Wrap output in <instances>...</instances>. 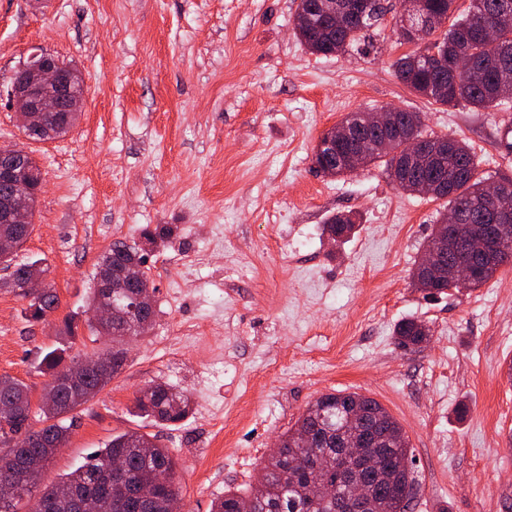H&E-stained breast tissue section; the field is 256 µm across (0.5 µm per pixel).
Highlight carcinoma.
Masks as SVG:
<instances>
[{"label":"carcinoma","instance_id":"obj_1","mask_svg":"<svg viewBox=\"0 0 512 512\" xmlns=\"http://www.w3.org/2000/svg\"><path fill=\"white\" fill-rule=\"evenodd\" d=\"M315 0H300L297 5L303 20L297 37L313 54L342 52L370 38V31L381 27L386 8L382 0H369L368 12L359 23L338 27L328 18L314 15ZM456 0H417L407 18L400 19L398 34L405 38L412 29L432 30L444 18L451 19L449 27L441 32L438 50L454 55L467 52L478 63L470 77H456L445 68L415 60L416 53L405 54L395 63L397 78L416 95L443 106L465 102L477 110L499 108L508 103L502 96V86L512 85V68L503 73L493 63L502 55H512V24L503 28L496 41H484L476 35V25L482 17H504L512 20V0H470L462 12H456ZM395 120L405 134L424 135L421 113L397 110ZM402 142L394 143L392 150L383 148L371 153L365 166L382 164L393 183L405 192L419 185L425 178H434L437 198H445L449 209L463 215L460 224L448 225V237L461 238L469 224L492 223L485 196L487 179L480 175L475 155L470 146L455 137L448 138V153L419 154L410 158L400 150ZM356 149L355 143L336 141V176L353 174L346 159ZM355 229V218L338 214L324 225L327 235L336 241L350 237ZM143 262L139 248L123 241H115L99 257L96 271L102 267L118 268L124 262ZM10 277L0 282L15 296L28 302L26 311L30 320L40 321L58 303L53 288L41 292L25 289L22 284L35 276L45 275L48 266L40 260L12 264ZM512 264V236L497 248L494 266L477 273L469 287L478 288L487 283L500 267ZM156 288L148 274H143L142 287L131 288L132 294H146L148 302L142 314V332H148L157 316ZM93 335L108 336L112 346L106 350L110 357L99 371L80 376L78 383L39 399L32 408L29 388L22 381L9 376L0 377V483L9 481L21 488L16 496L0 495V512H18V504L31 495L37 479L51 463L57 451L69 440L74 413L104 389L123 369L127 357V334L137 335L118 322L107 325L88 323ZM430 329L414 318L401 321L394 330L398 346L413 350L429 341ZM90 354L72 355L65 345L45 351L40 359V370L54 377L63 370H72ZM169 384H153L139 392L136 408L160 424L183 421L191 412L190 400L184 393L173 394ZM313 405L314 413L304 412L282 435L283 452L270 455L264 463L265 479L245 489L224 490V495L212 503V512H348L346 499L353 488L345 482V474L353 463L342 454L337 432L344 428L349 410H356L360 426L368 433L384 440L381 469L388 479L377 478L371 472H358L360 480L369 486L374 500V512H408L417 493V480L412 469V450L399 422L375 399L356 392L325 393ZM41 418L43 427L32 428V414ZM301 453L312 457L319 465L321 476L336 486V494L326 498L315 492L304 473L288 466V457ZM125 459L120 472L110 470L113 459ZM164 468L171 474L169 483L157 487L150 484V472ZM105 497L106 512H168V503L179 495L176 479V461L170 449L138 431H127L112 436L105 447L94 451L84 464L64 474L59 481L44 489L36 501L35 512H79L78 503L87 496Z\"/></svg>","mask_w":512,"mask_h":512}]
</instances>
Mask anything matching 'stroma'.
<instances>
[{
  "mask_svg": "<svg viewBox=\"0 0 512 512\" xmlns=\"http://www.w3.org/2000/svg\"><path fill=\"white\" fill-rule=\"evenodd\" d=\"M297 0H0V146L26 148L42 173L33 231L17 261L41 259L58 305L47 320L0 290V376L32 398L43 350L96 349L85 309L112 242L137 243L157 316L124 369L76 416L40 485L136 430L170 448L181 512H210L257 481L279 435L321 394L357 392L402 425L418 480L410 512H512V267L439 298L412 273L442 201L398 189L384 167L344 178L313 161L347 113H423L426 132L473 149L480 175H512V111L428 103L393 64L413 51L392 30L343 54L297 39ZM40 47L85 86L65 135L28 140L7 92ZM358 228L330 245L332 216ZM168 226L170 238L144 235ZM75 318L77 334L60 333ZM429 326L414 351L403 319ZM167 383L192 412L162 426L135 397ZM430 329L414 318L401 321L394 330V338L398 346L404 350L420 348L429 341Z\"/></svg>",
  "mask_w": 512,
  "mask_h": 512,
  "instance_id": "1",
  "label": "stroma"
}]
</instances>
